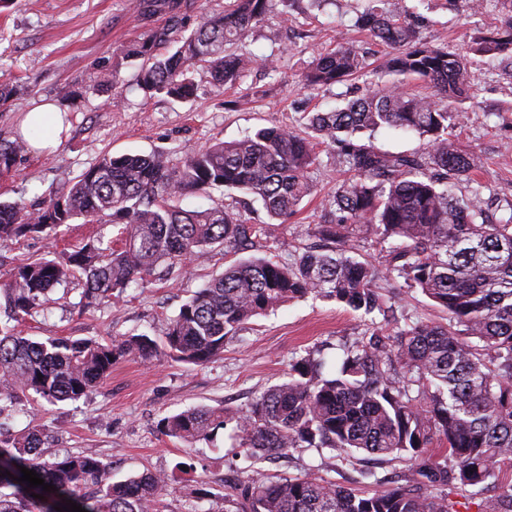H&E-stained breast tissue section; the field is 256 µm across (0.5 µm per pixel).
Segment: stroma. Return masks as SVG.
<instances>
[{
  "instance_id": "1",
  "label": "stroma",
  "mask_w": 512,
  "mask_h": 512,
  "mask_svg": "<svg viewBox=\"0 0 512 512\" xmlns=\"http://www.w3.org/2000/svg\"><path fill=\"white\" fill-rule=\"evenodd\" d=\"M363 5L364 0H336L319 12L310 9L309 0H291V17L286 20L281 15L285 8L274 0L242 48L279 57L278 71L252 70L234 89L217 93L200 69L194 73L199 85L194 99L147 100L131 87L134 67L122 64L120 76L128 88L116 108L98 87V73L120 61L124 46L149 27L163 24L164 15L142 20L129 0H5L0 5V76L14 79L18 91L0 107V140L29 134L26 114L43 100L58 103L66 114V128L56 148L25 152L10 172L0 174V199L34 208L48 190L66 187L107 154L157 150L179 157L206 148L214 139L232 141L262 127L301 128L307 113L331 110L380 82L379 66L387 48L357 26ZM381 5L400 16L414 9L423 42L466 53L476 84L463 104L467 120L455 129L454 141L459 149L482 158L474 178L482 187L486 214L493 219L507 214L512 210V60L476 50L506 0H484L478 10L473 0H382ZM343 43L364 53L363 72L335 86L304 87L300 76L313 56ZM62 84L73 92L69 99L56 95ZM319 152L320 163L310 173L313 195L279 229L274 252L280 260H290L316 244L315 226L342 178L332 148L323 145ZM116 233L108 223L75 220L62 225L53 242L36 236L0 241V285L20 262L54 259L90 239L106 249ZM243 257V252L217 244L183 265L158 266L145 280L131 283L122 297L89 308L80 280L74 279L57 287L47 311L27 318L22 330L42 338L67 336L103 343L138 334L159 341L181 305ZM381 291L391 297V317L396 321L444 318L420 292L390 281L382 282ZM365 329L360 313L310 296L250 319L226 343L223 354L206 364L180 363L161 354L147 361L126 357L113 364L103 387L89 396L56 404L22 401L10 427L17 434L40 431L48 454L94 456L105 464L113 482L146 469L167 475L159 512H224L226 486L248 483L260 473L274 478L310 473L352 488L356 471L329 455L292 450L254 465L232 428L215 430L209 440L187 443L164 435L160 421L192 407L246 409L261 391L287 377L293 360L317 352L326 359V373H333L340 344ZM182 462L193 464V472H181Z\"/></svg>"
}]
</instances>
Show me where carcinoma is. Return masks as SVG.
<instances>
[{
  "mask_svg": "<svg viewBox=\"0 0 512 512\" xmlns=\"http://www.w3.org/2000/svg\"><path fill=\"white\" fill-rule=\"evenodd\" d=\"M271 0H228L224 9L186 24L189 0H133L143 16L162 12L164 25L150 28L124 53L136 62L133 86L143 97L188 100L196 96L194 71L203 68L218 92L255 68L274 69L278 60L235 52L269 9ZM370 0L361 28L389 45V81L339 108L306 116L304 129L271 126L238 141H217L174 163L163 152L105 155L65 191L49 193L37 208L0 201V240L56 237L76 219L118 227L121 247L106 252L89 240L61 261L16 265L5 284L7 318L29 316L49 293L76 275L88 302L121 295L157 265H180L220 243L245 250L253 238L267 242L297 214L311 194L310 170L318 146L336 147V164L349 177L317 225L321 244L280 262L270 256L235 262L189 298L171 319L163 347L175 361L205 364L253 317L315 295L370 317L363 336L344 346L335 374L300 358L288 379L258 395L250 407L192 408L161 421L163 432L185 442L208 439L233 425L252 462L289 449H314L338 460L356 454L404 465L402 482L373 492L315 476L255 479L232 487L225 512H456L454 494L478 512H512V213L495 222L483 217L480 189L462 197L456 184L471 181L477 156L450 139L465 121L452 104L475 78L466 56L422 42L405 18L388 15ZM478 51L512 53V10L488 30ZM351 45L319 53L302 76L311 88L332 86L363 68ZM119 63L105 67L99 85L113 89L119 106ZM417 81L428 95L406 86ZM402 129L423 141L414 152L386 153L372 141L380 129ZM31 149L24 136L0 140V169ZM261 200L270 219L244 224L230 208L185 210L188 192L215 188ZM389 246L381 270L359 253L360 242ZM401 281L446 313L445 321L417 318L391 330L390 306L379 292L381 279ZM158 350L146 335L102 344L49 336L33 340L0 326V418L21 397L48 403L76 400L100 388L112 361L153 358ZM0 512H52L54 504L81 503L87 512H155L166 485L146 471L109 482L97 458L67 453L43 458L46 438L31 430L1 432ZM34 470L56 488L55 503L32 496L20 468ZM494 495L489 496L487 492Z\"/></svg>",
  "mask_w": 512,
  "mask_h": 512,
  "instance_id": "cac0c4a2",
  "label": "carcinoma"
}]
</instances>
